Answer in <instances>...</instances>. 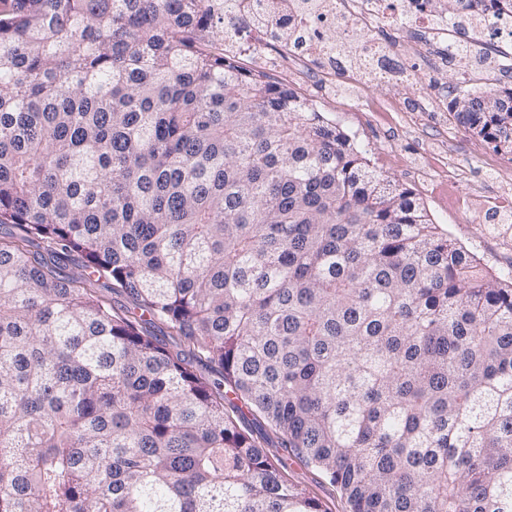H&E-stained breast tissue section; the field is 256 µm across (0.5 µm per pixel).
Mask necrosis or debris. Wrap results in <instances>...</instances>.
Segmentation results:
<instances>
[{"instance_id":"necrosis-or-debris-1","label":"necrosis or debris","mask_w":512,"mask_h":512,"mask_svg":"<svg viewBox=\"0 0 512 512\" xmlns=\"http://www.w3.org/2000/svg\"><path fill=\"white\" fill-rule=\"evenodd\" d=\"M248 14H272L283 23L277 52L282 61L308 57L326 61L328 73L350 70L356 84L412 83L414 70L391 71L394 45L379 37L381 29L399 26L417 59L436 67V53L454 52L459 31L476 33L487 67H494L512 41V18L503 16L499 0H483L469 16L448 17L432 11L428 0H245Z\"/></svg>"}]
</instances>
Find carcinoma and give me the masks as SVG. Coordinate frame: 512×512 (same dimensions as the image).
Listing matches in <instances>:
<instances>
[{"instance_id": "carcinoma-1", "label": "carcinoma", "mask_w": 512, "mask_h": 512, "mask_svg": "<svg viewBox=\"0 0 512 512\" xmlns=\"http://www.w3.org/2000/svg\"><path fill=\"white\" fill-rule=\"evenodd\" d=\"M240 5L0 0V512H329L271 437L347 512H512V281L226 61ZM288 465L290 478L306 487L310 494L327 505L331 512H346L345 503L334 487L322 480L316 473L294 461H288Z\"/></svg>"}]
</instances>
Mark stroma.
Wrapping results in <instances>:
<instances>
[{"instance_id":"35a3bbf8","label":"stroma","mask_w":512,"mask_h":512,"mask_svg":"<svg viewBox=\"0 0 512 512\" xmlns=\"http://www.w3.org/2000/svg\"><path fill=\"white\" fill-rule=\"evenodd\" d=\"M400 58L414 68L413 85L357 87L344 73L329 81L316 60L300 66L292 88L354 135L372 163L409 188L484 267L512 277V230L499 232L490 221L496 214L512 227V155L495 150L450 113L417 111L463 79L484 86L483 77H468L454 60L428 69L407 43Z\"/></svg>"}]
</instances>
